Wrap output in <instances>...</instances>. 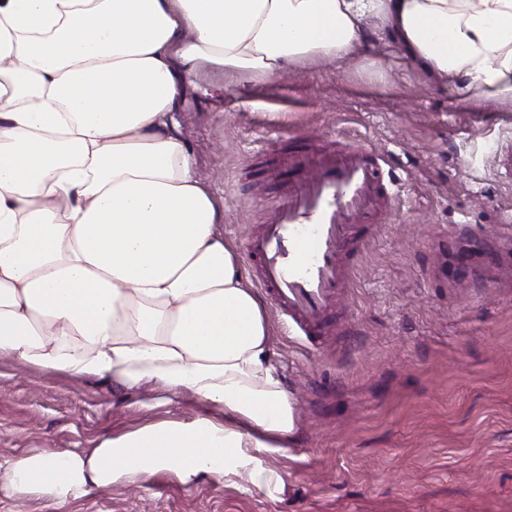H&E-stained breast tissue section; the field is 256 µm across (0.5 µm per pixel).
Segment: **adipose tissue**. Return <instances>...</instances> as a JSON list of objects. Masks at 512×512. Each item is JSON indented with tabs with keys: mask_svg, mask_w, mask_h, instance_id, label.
Segmentation results:
<instances>
[{
	"mask_svg": "<svg viewBox=\"0 0 512 512\" xmlns=\"http://www.w3.org/2000/svg\"><path fill=\"white\" fill-rule=\"evenodd\" d=\"M374 32L465 98L512 103V0H0V357L224 410L0 459V496L63 503L159 470L279 487L257 455L286 448L296 400L175 104L202 66L269 79Z\"/></svg>",
	"mask_w": 512,
	"mask_h": 512,
	"instance_id": "adipose-tissue-1",
	"label": "adipose tissue"
}]
</instances>
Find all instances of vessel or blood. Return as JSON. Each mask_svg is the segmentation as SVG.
I'll return each instance as SVG.
<instances>
[{
	"mask_svg": "<svg viewBox=\"0 0 512 512\" xmlns=\"http://www.w3.org/2000/svg\"><path fill=\"white\" fill-rule=\"evenodd\" d=\"M386 159L362 140L328 152L303 144L277 152L267 171L277 191L272 216L246 242L260 266L259 286L314 342L341 284L343 255H357L353 226L385 208L391 191Z\"/></svg>",
	"mask_w": 512,
	"mask_h": 512,
	"instance_id": "1",
	"label": "vessel or blood"
}]
</instances>
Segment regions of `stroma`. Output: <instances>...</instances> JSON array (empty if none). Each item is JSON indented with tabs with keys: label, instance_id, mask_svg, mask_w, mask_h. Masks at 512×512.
Instances as JSON below:
<instances>
[{
	"label": "stroma",
	"instance_id": "35a3bbf8",
	"mask_svg": "<svg viewBox=\"0 0 512 512\" xmlns=\"http://www.w3.org/2000/svg\"><path fill=\"white\" fill-rule=\"evenodd\" d=\"M196 81L178 118L237 247L267 217L260 147L361 138L390 157L395 200L361 225L317 346L267 310L299 414L286 451L261 457L283 483L162 470L62 506L0 497V512H512V182L496 158L512 104L463 100L377 38L274 79L204 67ZM202 409L0 359L1 458L95 448Z\"/></svg>",
	"mask_w": 512,
	"mask_h": 512
}]
</instances>
